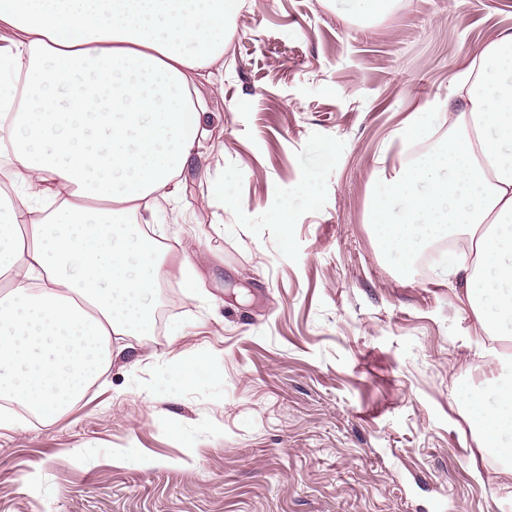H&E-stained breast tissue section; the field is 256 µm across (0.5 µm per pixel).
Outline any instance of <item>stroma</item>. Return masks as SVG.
I'll use <instances>...</instances> for the list:
<instances>
[{"label": "stroma", "instance_id": "stroma-1", "mask_svg": "<svg viewBox=\"0 0 512 512\" xmlns=\"http://www.w3.org/2000/svg\"><path fill=\"white\" fill-rule=\"evenodd\" d=\"M233 23L199 80L208 135L155 333L60 423L0 429V512H512V474L467 421L512 335H475L439 264L401 269L365 222L384 175L447 132L448 73L512 29V0H393L372 20L355 0H240ZM428 102L435 137L402 146ZM212 180L231 205L208 204Z\"/></svg>", "mask_w": 512, "mask_h": 512}]
</instances>
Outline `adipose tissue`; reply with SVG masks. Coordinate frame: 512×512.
<instances>
[{"label":"adipose tissue","instance_id":"adipose-tissue-1","mask_svg":"<svg viewBox=\"0 0 512 512\" xmlns=\"http://www.w3.org/2000/svg\"><path fill=\"white\" fill-rule=\"evenodd\" d=\"M234 0H0V399L59 423L150 335L170 246L155 214L178 202L206 130L196 79L224 55ZM451 131L373 195L387 251L465 241L441 273L477 334H512V30L448 76ZM402 217H394L392 199ZM512 472V374L469 409Z\"/></svg>","mask_w":512,"mask_h":512}]
</instances>
